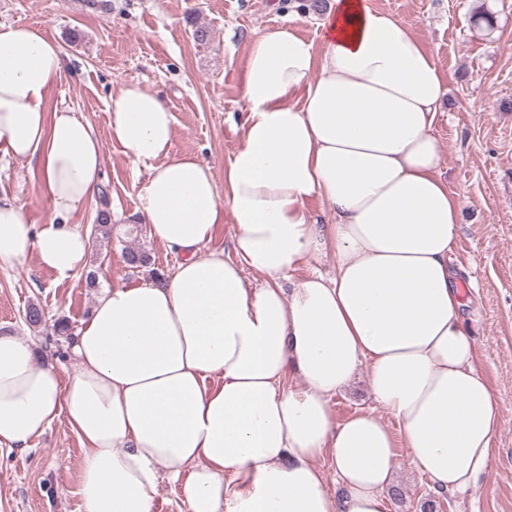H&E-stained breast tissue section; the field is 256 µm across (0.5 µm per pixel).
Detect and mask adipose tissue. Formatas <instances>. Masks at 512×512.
<instances>
[{"label": "adipose tissue", "mask_w": 512, "mask_h": 512, "mask_svg": "<svg viewBox=\"0 0 512 512\" xmlns=\"http://www.w3.org/2000/svg\"><path fill=\"white\" fill-rule=\"evenodd\" d=\"M319 28L316 44L291 24L251 41L223 180L172 156L157 93L129 82L107 103L113 139L149 169L150 234L182 258L97 296L68 379L29 339L0 336V447L65 420L83 445L82 512H154L165 475L185 512H389L396 444L439 493L474 490L492 465L498 401L449 265L462 201L440 177L439 65L370 0H332ZM63 66L41 29L0 27V154L35 161L53 205L37 226L0 195V268L33 254L65 279L90 252L70 217L105 173L92 126L45 109ZM227 218L230 258L210 246ZM328 253L330 277L309 267ZM362 370L399 434L370 411L335 420L332 398Z\"/></svg>", "instance_id": "adipose-tissue-1"}]
</instances>
